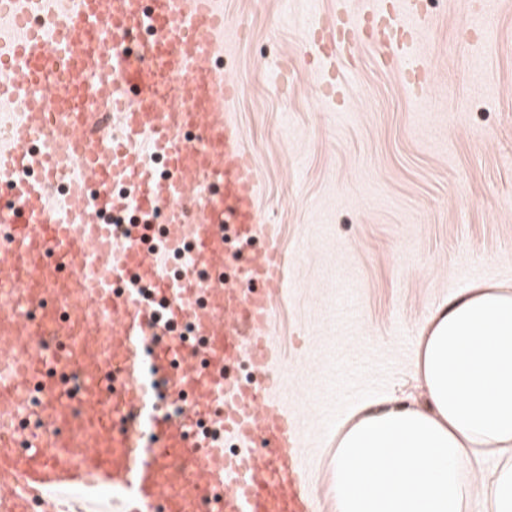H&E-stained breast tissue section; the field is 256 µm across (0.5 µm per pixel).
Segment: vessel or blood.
<instances>
[{
    "mask_svg": "<svg viewBox=\"0 0 512 512\" xmlns=\"http://www.w3.org/2000/svg\"><path fill=\"white\" fill-rule=\"evenodd\" d=\"M373 14L372 44L414 37L385 7ZM145 23L153 36L124 52ZM227 25L218 0H153L148 12L143 0H0V103L18 108L0 125V185L13 195L0 207V512L74 486L112 488L120 512H197L208 497L216 512L316 510L266 332L287 259L231 118L240 88L211 63ZM350 30L333 15L321 48L352 58ZM145 141L163 170L144 163ZM161 213L160 245L143 242ZM258 233L262 254L232 256L228 240ZM187 248L170 279L168 258ZM118 277L153 287L152 300L114 292ZM63 335L76 343L59 352ZM56 360L80 376V409L44 377ZM108 367L118 387L102 385ZM150 372L190 395L189 415L148 411ZM219 404L221 436L189 441L191 421ZM29 407L21 452L14 424ZM228 436L270 453L229 454Z\"/></svg>",
    "mask_w": 512,
    "mask_h": 512,
    "instance_id": "b4317fda",
    "label": "vessel or blood"
}]
</instances>
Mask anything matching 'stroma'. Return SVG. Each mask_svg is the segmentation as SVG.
<instances>
[{
	"instance_id": "35a3bbf8",
	"label": "stroma",
	"mask_w": 512,
	"mask_h": 512,
	"mask_svg": "<svg viewBox=\"0 0 512 512\" xmlns=\"http://www.w3.org/2000/svg\"><path fill=\"white\" fill-rule=\"evenodd\" d=\"M375 0H221L220 63L290 259L268 327L317 512L336 430L362 403L415 391L430 311L481 283L512 288V0H425L391 63L334 64L311 24ZM429 80L407 85L410 66Z\"/></svg>"
}]
</instances>
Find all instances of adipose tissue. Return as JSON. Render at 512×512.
Here are the masks:
<instances>
[{
    "instance_id": "obj_1",
    "label": "adipose tissue",
    "mask_w": 512,
    "mask_h": 512,
    "mask_svg": "<svg viewBox=\"0 0 512 512\" xmlns=\"http://www.w3.org/2000/svg\"><path fill=\"white\" fill-rule=\"evenodd\" d=\"M421 397L354 409L336 431L334 512H512V290L474 285L415 343Z\"/></svg>"
}]
</instances>
